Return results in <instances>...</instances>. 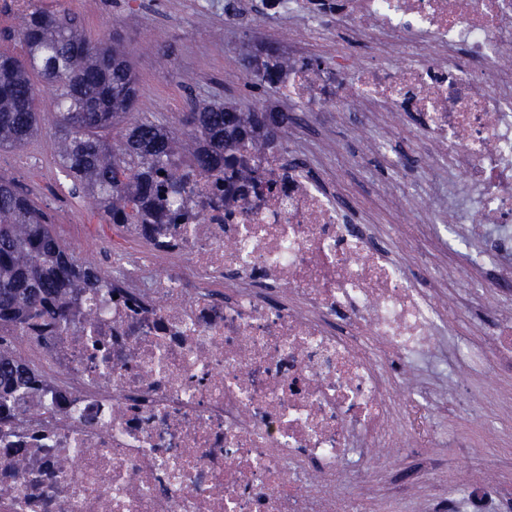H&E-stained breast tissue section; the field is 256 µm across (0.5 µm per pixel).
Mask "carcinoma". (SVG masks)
<instances>
[{"mask_svg": "<svg viewBox=\"0 0 512 512\" xmlns=\"http://www.w3.org/2000/svg\"><path fill=\"white\" fill-rule=\"evenodd\" d=\"M21 57L0 52V151L25 146L39 132L33 75L59 106L52 136L67 176L93 198L107 224H140L163 216V183L179 164L210 174L231 161L240 132L255 144L269 140L264 111L210 103L183 113L178 133L151 120L126 123L138 83L116 32L92 39L65 12L34 7L22 17ZM260 85H274L277 63L254 56ZM107 269L79 261L55 234L49 216L13 180L0 177V428L13 423V394L36 385L21 369L16 345L25 327L66 318L72 295L92 288Z\"/></svg>", "mask_w": 512, "mask_h": 512, "instance_id": "carcinoma-1", "label": "carcinoma"}]
</instances>
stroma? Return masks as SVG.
<instances>
[{
  "label": "stroma",
  "mask_w": 512,
  "mask_h": 512,
  "mask_svg": "<svg viewBox=\"0 0 512 512\" xmlns=\"http://www.w3.org/2000/svg\"><path fill=\"white\" fill-rule=\"evenodd\" d=\"M39 4L75 15L90 37L114 31L121 34L139 84L135 118L174 125L192 105L212 100L231 101L243 109L289 107L281 92L254 85L243 75V58L256 42L284 52L289 49L278 37L280 20L262 13L261 0H39ZM229 5L240 13L237 25L231 28L224 25ZM37 98L41 132L28 146L0 152V174L13 178L38 205L52 200L66 206L78 221L55 225L56 234L79 258L110 267L117 228L103 223L98 210L75 190L61 168L51 137L56 104L45 87L39 89ZM297 134L318 136L332 148L336 164L328 177L336 183L346 216L358 217L382 231L397 224L396 213L377 190L393 176L385 158L367 153L343 126L329 123L316 131L301 125ZM464 231L461 224L448 229L450 251H441L430 242L423 245L429 258L447 261L450 283L459 293L487 275L486 269L476 266L470 278H457L467 253L479 248L478 243L464 240ZM407 370L443 392L454 391L456 383H463L469 399L480 402L482 411L475 414L467 406L458 407L450 417L459 427L452 443L421 449L416 456L393 450L391 470L369 486V507L376 512H402L404 505L392 499L391 490L403 487L411 494L414 512H425L429 506L444 512L463 488L487 481L501 507L511 505L512 441L501 440L497 429L501 422L512 419V371L466 363L458 375L446 376L428 362L408 365ZM425 462L440 468L437 480L427 487L414 481L415 472Z\"/></svg>",
  "instance_id": "obj_1"
}]
</instances>
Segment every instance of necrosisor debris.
Instances as JSON below:
<instances>
[{
	"label": "necrosis or debris",
	"instance_id": "4bbe7bcc",
	"mask_svg": "<svg viewBox=\"0 0 512 512\" xmlns=\"http://www.w3.org/2000/svg\"><path fill=\"white\" fill-rule=\"evenodd\" d=\"M288 40L326 19L368 46L356 64L289 55L279 85L311 121L348 124L375 153L420 116L422 179L380 185L429 237L466 225L471 264L512 288V0H265ZM277 144L235 149L207 176L184 168L162 224H128L136 249L74 296L65 327L28 329L39 384L0 430V512H363V462L457 437L425 382L444 325L448 268L420 288L415 244L391 253L345 221L336 194ZM512 368V316L477 319Z\"/></svg>",
	"mask_w": 512,
	"mask_h": 512
}]
</instances>
